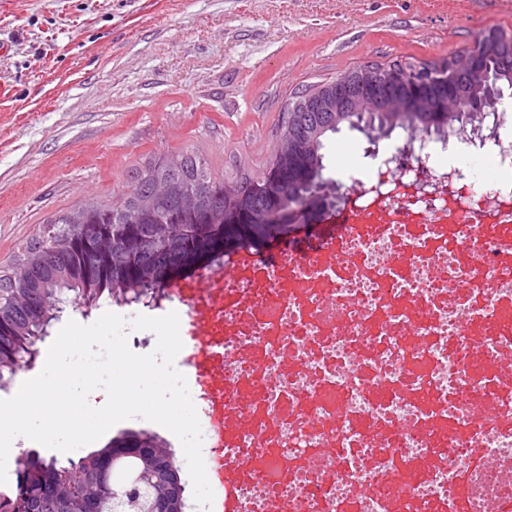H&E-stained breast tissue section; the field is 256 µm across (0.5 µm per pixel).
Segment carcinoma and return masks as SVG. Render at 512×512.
Here are the masks:
<instances>
[{
  "instance_id": "carcinoma-1",
  "label": "carcinoma",
  "mask_w": 512,
  "mask_h": 512,
  "mask_svg": "<svg viewBox=\"0 0 512 512\" xmlns=\"http://www.w3.org/2000/svg\"><path fill=\"white\" fill-rule=\"evenodd\" d=\"M353 89L356 111H327ZM502 90H512V34L493 27L471 49L439 63L357 66L295 92L276 127L273 158L257 175L216 178L189 149L150 158L116 200L88 202L49 220L0 275V386L29 367L65 305L104 295L120 304L146 297L202 262H217L229 251L226 234L238 248L256 244L258 236L276 237L284 219L319 220L332 204L324 139L342 126L372 142L398 129L461 133L497 114ZM474 101L483 103L482 111H469ZM112 447L146 451L153 480L130 482L127 495L115 498L112 481L143 469V458H122L119 472L104 481L93 474L95 452L68 467L28 456L18 459L15 489L0 491V502L17 503L21 512H71L84 502L92 512H131L133 500L147 512L184 494L158 436L127 432Z\"/></svg>"
}]
</instances>
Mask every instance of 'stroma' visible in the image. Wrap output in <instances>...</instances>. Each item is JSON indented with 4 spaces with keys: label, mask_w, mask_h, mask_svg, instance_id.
<instances>
[{
    "label": "stroma",
    "mask_w": 512,
    "mask_h": 512,
    "mask_svg": "<svg viewBox=\"0 0 512 512\" xmlns=\"http://www.w3.org/2000/svg\"><path fill=\"white\" fill-rule=\"evenodd\" d=\"M512 33V0H0V269L52 215L117 197L132 168L189 148L214 176L260 171L291 93L363 64L436 62L479 33ZM370 144L342 130L328 177ZM125 431L178 439L133 418L63 454L27 438L10 451L59 465Z\"/></svg>",
    "instance_id": "obj_1"
}]
</instances>
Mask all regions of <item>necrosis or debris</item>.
<instances>
[{"label": "necrosis or debris", "mask_w": 512, "mask_h": 512, "mask_svg": "<svg viewBox=\"0 0 512 512\" xmlns=\"http://www.w3.org/2000/svg\"><path fill=\"white\" fill-rule=\"evenodd\" d=\"M174 301L224 512H481L478 484L512 512V119L405 136L304 240L225 253Z\"/></svg>", "instance_id": "4bbe7bcc"}]
</instances>
